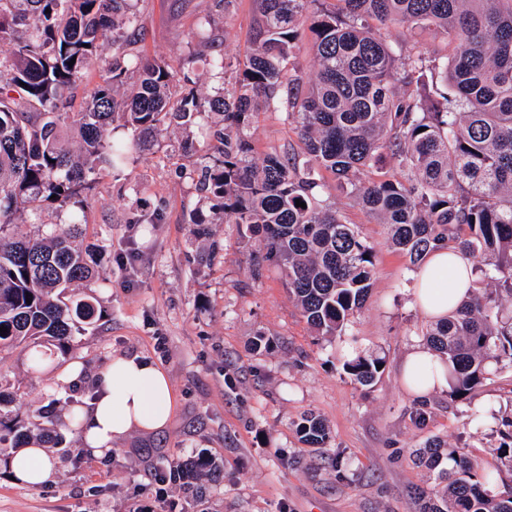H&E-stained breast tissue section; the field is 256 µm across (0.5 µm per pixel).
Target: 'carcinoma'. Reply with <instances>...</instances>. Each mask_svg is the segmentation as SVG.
I'll use <instances>...</instances> for the list:
<instances>
[{"mask_svg":"<svg viewBox=\"0 0 512 512\" xmlns=\"http://www.w3.org/2000/svg\"><path fill=\"white\" fill-rule=\"evenodd\" d=\"M258 40L242 72L220 56L213 95L174 96L190 63L130 53L135 0H0V350L52 342L65 354L97 317L96 299L69 288L95 275V247L82 246L79 217L62 229L18 231L41 211L84 209L80 189L106 167L125 164L109 130L121 118L143 139L220 115L218 157L201 169L198 189L221 200L224 221L260 239L288 293L317 336H338L366 302L374 247L318 198L320 171L389 228L390 246L419 269L449 244L473 260L471 293L424 334L448 366L450 395L464 398L512 369V0H255ZM410 31L433 29L451 47L400 59L368 20ZM315 61L303 79L291 65L301 26ZM113 62L75 108L78 82L106 44ZM74 65H69V62ZM442 70L444 90L420 93ZM271 105L297 123L302 148L291 156L249 158L255 115ZM388 158L399 177L367 172ZM306 207L296 206V201ZM210 216L194 213L191 232L211 241ZM384 360L358 355L345 364L365 386ZM489 469L438 439L412 452L438 470L442 488L414 491L420 512H512V416ZM302 441L323 446L328 432L312 413L297 425ZM30 429L0 409V452L24 448Z\"/></svg>","mask_w":512,"mask_h":512,"instance_id":"carcinoma-1","label":"carcinoma"}]
</instances>
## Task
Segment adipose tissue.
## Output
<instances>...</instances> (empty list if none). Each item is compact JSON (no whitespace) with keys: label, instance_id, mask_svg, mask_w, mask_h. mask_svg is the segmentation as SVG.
<instances>
[{"label":"adipose tissue","instance_id":"1","mask_svg":"<svg viewBox=\"0 0 512 512\" xmlns=\"http://www.w3.org/2000/svg\"><path fill=\"white\" fill-rule=\"evenodd\" d=\"M473 263L457 248L438 249L427 257L415 280L413 294L420 309L434 319L446 317L468 293ZM419 375L412 386L424 397L448 384L444 363L426 348L410 352L402 366L404 378ZM96 395L81 406L82 440L86 450L101 455L113 442L134 431L155 432L167 427L173 414L169 377L161 365L140 356H118L97 372ZM6 467L15 483L38 489L51 484L57 467L47 451L29 447L10 454Z\"/></svg>","mask_w":512,"mask_h":512}]
</instances>
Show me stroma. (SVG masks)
Wrapping results in <instances>:
<instances>
[{
  "label": "stroma",
  "mask_w": 512,
  "mask_h": 512,
  "mask_svg": "<svg viewBox=\"0 0 512 512\" xmlns=\"http://www.w3.org/2000/svg\"><path fill=\"white\" fill-rule=\"evenodd\" d=\"M139 55L190 58L179 92L220 86L208 62L227 54L244 65L255 33V0H237L224 14L217 0H138ZM112 139L127 146L122 172L84 191L85 243L101 251L87 291L99 320L70 352L33 363L29 352L0 351V386L25 421L48 416L63 436L53 448L57 479L33 489L15 484L0 465V512H418L411 486H432L409 454L431 438L464 449L483 463L512 414V370L464 399L447 390L416 398L401 363L422 346L430 320L416 304V272L388 243L386 225L347 198L330 172L323 196L341 209L377 254L373 288L343 335L318 337L290 299L279 270L257 269L260 240H245L235 224L215 225L224 249L198 264L201 240L190 224L212 202L197 193L194 161L181 154L183 132L141 145L131 128L113 123ZM251 156L297 150L301 139L284 113L261 112L251 130ZM161 212L158 224L144 216ZM270 349L255 348L257 337ZM139 354L167 372L174 395L170 424L134 432L107 455L88 453L69 422L68 400H89L96 371L112 358ZM358 354L384 360L378 381L355 384L344 369ZM80 362L81 384L57 377ZM311 412L326 423L325 447L302 444L296 425ZM206 456L219 480L202 473L198 496L183 486L159 493L157 470Z\"/></svg>",
  "instance_id": "1"
}]
</instances>
